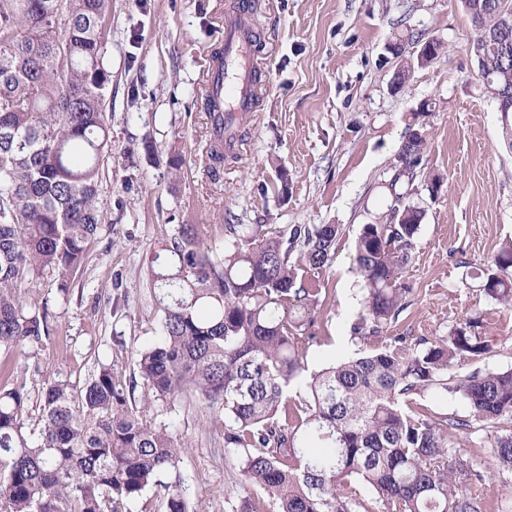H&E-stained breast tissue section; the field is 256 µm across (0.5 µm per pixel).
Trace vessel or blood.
<instances>
[{
  "label": "vessel or blood",
  "instance_id": "obj_1",
  "mask_svg": "<svg viewBox=\"0 0 512 512\" xmlns=\"http://www.w3.org/2000/svg\"><path fill=\"white\" fill-rule=\"evenodd\" d=\"M250 0H236L224 16V38L208 61L207 94L214 111L224 116V147L238 149V126L258 95Z\"/></svg>",
  "mask_w": 512,
  "mask_h": 512
}]
</instances>
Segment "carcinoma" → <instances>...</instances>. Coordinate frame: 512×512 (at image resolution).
Wrapping results in <instances>:
<instances>
[{
  "mask_svg": "<svg viewBox=\"0 0 512 512\" xmlns=\"http://www.w3.org/2000/svg\"><path fill=\"white\" fill-rule=\"evenodd\" d=\"M471 52L489 95L512 112V0H463ZM112 0H0V349L50 336L46 303L26 299L55 278L67 295L101 230L100 164L112 151L106 119L112 75ZM429 106L412 123L389 184L385 213L362 226L355 262L364 281L354 335L375 336L408 307L403 274L425 210L408 201L426 152ZM208 173L224 171V124L209 126ZM338 224L224 225V257L199 224H181L150 264L159 336L139 350L138 379L117 383L101 364L80 388L46 378L41 412L26 427V369L0 363V512H133L176 467V430L148 418L156 403L204 402L224 423V447L247 486L235 512H512L490 496L481 461L449 444L490 435L498 474L512 475V368L450 376L464 357L491 352L467 320L434 340L396 336L380 349L308 372L300 335L319 289L300 271L330 264ZM482 292L512 305V242L467 271ZM140 399H135L136 389ZM459 393L465 419L412 409L430 391ZM165 512H189L179 483L164 485Z\"/></svg>",
  "mask_w": 512,
  "mask_h": 512,
  "instance_id": "obj_1",
  "label": "carcinoma"
}]
</instances>
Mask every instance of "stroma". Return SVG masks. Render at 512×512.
Instances as JSON below:
<instances>
[{"label":"stroma","mask_w":512,"mask_h":512,"mask_svg":"<svg viewBox=\"0 0 512 512\" xmlns=\"http://www.w3.org/2000/svg\"><path fill=\"white\" fill-rule=\"evenodd\" d=\"M232 0H112L107 56L112 67V155L101 164L104 226L69 296L41 282L49 341L10 356L26 364L29 418L53 377L83 386L98 364L122 383L136 377V353L154 340L159 307L147 281L150 261L182 224H200L215 253L228 224H338L333 262L305 269L319 289L307 350L310 369L388 344L390 337L447 335L477 319L491 353L465 358V375L512 367V307L488 301L467 266H482L512 240V148L505 118L487 94L470 51L473 29L461 0H254L256 59L265 86L242 127L241 148L209 178L206 59L224 33ZM422 33L443 52L394 83L398 62L386 46ZM428 104L429 148L409 186L425 210L404 273L409 307L385 336L357 339L363 278L353 261L362 225L387 209L388 185L412 112ZM179 153L171 173L166 160ZM442 176L437 194L424 180ZM287 194H280V186ZM155 425L176 427L181 460L146 496L164 512L162 486L180 482L192 512H232L244 478L224 449V427L192 400L156 404Z\"/></svg>","instance_id":"35a3bbf8"}]
</instances>
